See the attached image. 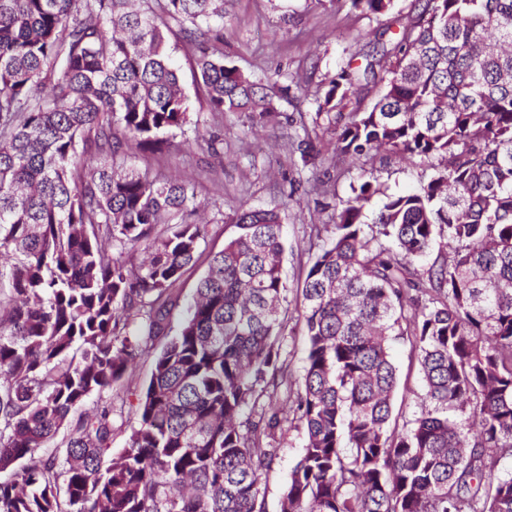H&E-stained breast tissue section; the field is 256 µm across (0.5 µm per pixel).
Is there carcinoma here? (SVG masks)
<instances>
[{"mask_svg": "<svg viewBox=\"0 0 512 512\" xmlns=\"http://www.w3.org/2000/svg\"><path fill=\"white\" fill-rule=\"evenodd\" d=\"M351 2L392 20L322 86L300 159L323 163V126L339 159L431 175L340 203L323 190L335 221L294 290L281 211L240 203L157 350L204 252L202 202L126 156L223 143L176 141L190 120L169 33L194 48L208 111L249 130L279 115L281 73L227 59L224 0H0V512H266L277 432L299 426L279 512H512V472L487 454L512 457V0H416L404 19L394 0ZM295 313L299 384L282 357ZM403 336L425 391L408 421L392 405ZM143 356L115 453L112 386Z\"/></svg>", "mask_w": 512, "mask_h": 512, "instance_id": "1", "label": "carcinoma"}]
</instances>
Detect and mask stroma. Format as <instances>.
Segmentation results:
<instances>
[{"label": "stroma", "instance_id": "35a3bbf8", "mask_svg": "<svg viewBox=\"0 0 512 512\" xmlns=\"http://www.w3.org/2000/svg\"><path fill=\"white\" fill-rule=\"evenodd\" d=\"M380 18L355 10L351 0H226L224 5V52L241 69L260 78L281 72L288 92L277 101L279 117L249 134L239 143V114L228 112L217 124L207 112L204 96L193 75V64L184 51L180 29H173L170 45L180 58L181 84L193 116L203 130L224 134V148L214 156L201 150L163 154L133 152L130 164L150 174L178 177L194 183L205 203L202 219L207 224V248L222 249L235 228L224 221L239 203L254 208L280 209L288 226L284 273L296 285L301 266L309 256L305 234L310 225L331 223L330 211L313 189L315 175L303 167L295 150L301 120L315 112L314 99L324 81L341 67L363 64L371 49L368 35L379 29ZM429 169L420 161L383 165L369 158L337 161L332 190L347 199L352 185L369 179L388 191L419 185ZM392 356L398 371L393 408L405 417L420 410L423 393L418 365L411 358L408 339L396 340ZM152 371L148 358L136 360L122 382L112 388L113 450L123 448L135 416L123 404L127 388L147 383ZM305 444L304 432L291 429L284 436L277 458L265 482L267 512H279V500L288 476Z\"/></svg>", "mask_w": 512, "mask_h": 512}]
</instances>
